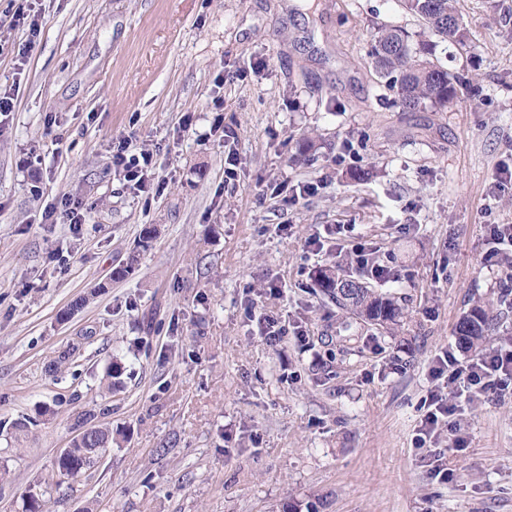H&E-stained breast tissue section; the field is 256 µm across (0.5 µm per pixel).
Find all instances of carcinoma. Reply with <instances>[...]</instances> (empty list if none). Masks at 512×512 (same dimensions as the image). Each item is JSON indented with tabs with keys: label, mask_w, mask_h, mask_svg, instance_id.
I'll return each instance as SVG.
<instances>
[{
	"label": "carcinoma",
	"mask_w": 512,
	"mask_h": 512,
	"mask_svg": "<svg viewBox=\"0 0 512 512\" xmlns=\"http://www.w3.org/2000/svg\"><path fill=\"white\" fill-rule=\"evenodd\" d=\"M405 8L435 36L460 44L466 34L456 11L454 0H401ZM436 43L413 41L401 28H385L377 32L371 47L375 70L396 91L398 102L406 112H418L430 105L439 110L457 98L459 89L471 86L470 80L448 71L431 61ZM320 292L342 311L349 312L367 324L390 328L404 316L398 302L369 288L362 277L346 271L338 264L318 271L315 277ZM493 322L490 304L476 301L456 326L460 347L479 350L487 346L485 331ZM112 448V428L97 425L79 433L64 457H56L51 480L44 491H28L23 497V512H52L50 490L71 488L85 473L90 462L106 456Z\"/></svg>",
	"instance_id": "cac0c4a2"
}]
</instances>
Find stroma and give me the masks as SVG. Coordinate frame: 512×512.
I'll use <instances>...</instances> for the list:
<instances>
[{"label": "stroma", "instance_id": "1", "mask_svg": "<svg viewBox=\"0 0 512 512\" xmlns=\"http://www.w3.org/2000/svg\"><path fill=\"white\" fill-rule=\"evenodd\" d=\"M24 2L0 0V512L88 411L112 450L53 512H512V391L465 409V447L417 442L433 360L505 282L483 256L512 224V0H456L466 42L436 56L475 89L419 112L370 57L384 26L429 38L400 0H36L34 36ZM127 138L148 192L112 167ZM65 197L80 232L45 218ZM359 243L396 333L314 284Z\"/></svg>", "mask_w": 512, "mask_h": 512}]
</instances>
